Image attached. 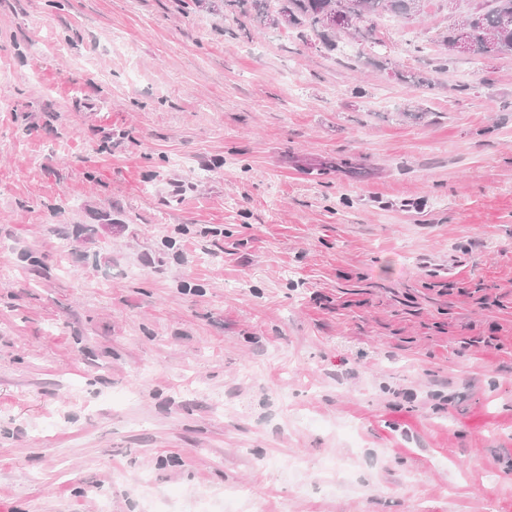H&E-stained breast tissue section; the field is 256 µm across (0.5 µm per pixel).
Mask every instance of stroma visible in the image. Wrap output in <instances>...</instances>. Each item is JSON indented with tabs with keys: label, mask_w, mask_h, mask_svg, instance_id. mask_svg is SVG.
<instances>
[{
	"label": "stroma",
	"mask_w": 512,
	"mask_h": 512,
	"mask_svg": "<svg viewBox=\"0 0 512 512\" xmlns=\"http://www.w3.org/2000/svg\"><path fill=\"white\" fill-rule=\"evenodd\" d=\"M489 6L0 0V512H512V56L437 70ZM421 2V0H288L287 28H298L306 23L313 28L320 25L323 28L321 34L323 44L326 47H332L335 43L331 38V33L336 35V29L329 27H337L342 20L347 21L349 25L354 22L358 25L371 20L370 17L364 14L353 16L329 12L334 7H351L353 10L365 12L372 17L382 15L412 16L420 12ZM325 15V23L329 27L322 23Z\"/></svg>",
	"instance_id": "1"
}]
</instances>
